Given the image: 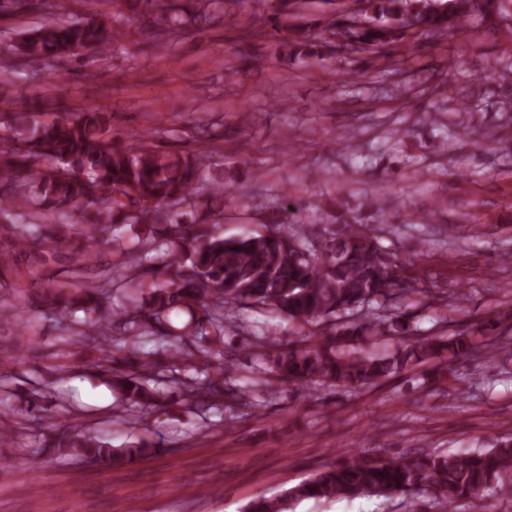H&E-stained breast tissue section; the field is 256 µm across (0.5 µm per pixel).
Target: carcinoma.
<instances>
[{
    "mask_svg": "<svg viewBox=\"0 0 512 512\" xmlns=\"http://www.w3.org/2000/svg\"><path fill=\"white\" fill-rule=\"evenodd\" d=\"M144 29L163 42L194 33L216 18L211 7L224 0H141ZM51 7L48 0H0V14ZM373 23L360 27L341 10L325 21L320 39L341 40L356 50L378 46L383 54L407 34L463 31L470 0H368ZM285 46L322 58L318 44L286 25ZM112 25L101 16L50 19L18 34L10 48L45 67L87 51L106 54ZM9 134L0 136V232L14 248L0 251V292L16 289L8 277L12 253L28 248L70 246L73 268L62 280L48 279L41 304L67 321L66 329L104 347V382L133 410L121 417L132 426L184 397L222 413L238 405L257 408L279 387L327 386L356 390L403 371L436 362L451 364L474 354L495 329L422 336L411 309L423 290L381 243L378 228L336 217L315 236L298 219L299 209L274 212L265 233L226 238L219 223L189 224L176 207L190 200L200 179L203 153L194 157L157 149L151 131L118 142L109 117L96 106L40 118L30 100L0 113ZM234 191L215 184L211 215L224 210ZM151 227L145 238L134 232ZM134 233L114 264L126 270L118 287L85 285L83 272L96 260L104 235ZM247 307L276 314L295 328L321 323L322 332L303 345L280 346L261 336L244 338L248 374L224 363L228 325ZM83 316H77V313ZM135 337L127 353H110L114 325ZM394 336L395 351L365 353L368 337ZM148 436L120 448L85 426L55 435L46 449L108 467H124L158 451ZM426 495L459 512H480L492 495L512 497V436L490 448L420 452L385 462L353 451L335 465L275 496L251 499L244 512H293L303 500L362 496L412 498Z\"/></svg>",
    "mask_w": 512,
    "mask_h": 512,
    "instance_id": "carcinoma-1",
    "label": "carcinoma"
}]
</instances>
